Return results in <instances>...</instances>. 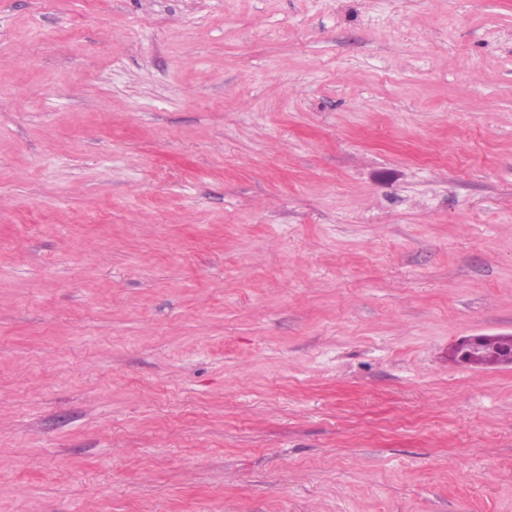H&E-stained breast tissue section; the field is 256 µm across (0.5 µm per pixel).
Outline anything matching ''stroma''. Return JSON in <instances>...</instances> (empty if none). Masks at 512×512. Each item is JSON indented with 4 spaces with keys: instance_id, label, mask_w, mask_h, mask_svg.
<instances>
[{
    "instance_id": "stroma-1",
    "label": "stroma",
    "mask_w": 512,
    "mask_h": 512,
    "mask_svg": "<svg viewBox=\"0 0 512 512\" xmlns=\"http://www.w3.org/2000/svg\"><path fill=\"white\" fill-rule=\"evenodd\" d=\"M512 0H0V512H512ZM489 338H498L501 343L500 357L492 364H478L472 359V350ZM454 358L461 364L475 369L497 368L502 366L512 367V334H501L496 336L476 335L460 339L451 350Z\"/></svg>"
}]
</instances>
